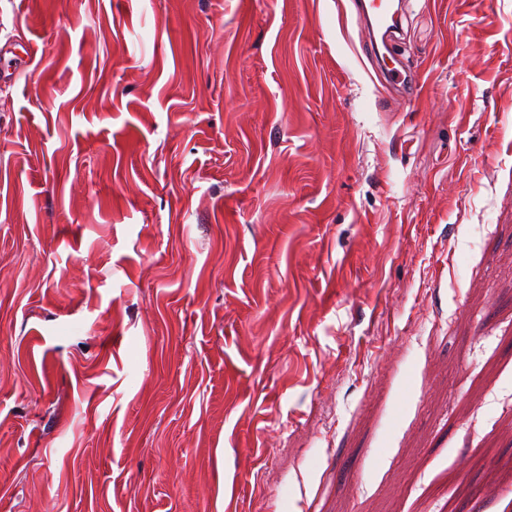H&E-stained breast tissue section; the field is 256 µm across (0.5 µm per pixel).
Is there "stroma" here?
<instances>
[{"label": "stroma", "instance_id": "35a3bbf8", "mask_svg": "<svg viewBox=\"0 0 512 512\" xmlns=\"http://www.w3.org/2000/svg\"><path fill=\"white\" fill-rule=\"evenodd\" d=\"M0 0V512H512V0ZM394 0H359L353 2L356 10L368 24L371 43L379 56L384 58L396 37L400 21V2ZM379 40V42H378ZM387 79L389 82L400 85L407 96H418L419 79L417 75L409 70L404 69L402 66L399 68L396 66L388 68Z\"/></svg>", "mask_w": 512, "mask_h": 512}]
</instances>
